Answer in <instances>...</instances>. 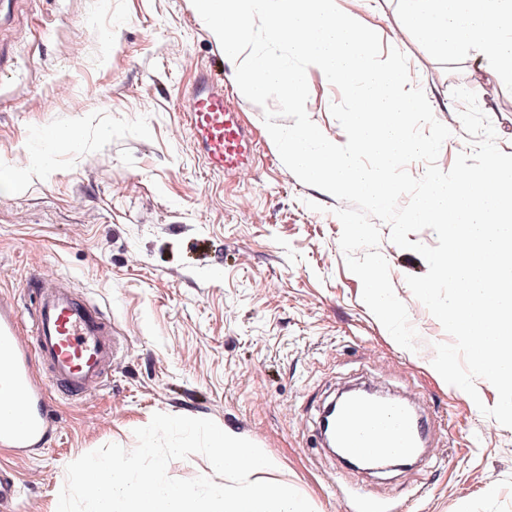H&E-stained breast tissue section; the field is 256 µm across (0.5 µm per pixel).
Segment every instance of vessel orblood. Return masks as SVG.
<instances>
[{
  "mask_svg": "<svg viewBox=\"0 0 512 512\" xmlns=\"http://www.w3.org/2000/svg\"><path fill=\"white\" fill-rule=\"evenodd\" d=\"M186 121L203 142L211 170L248 176L246 161L253 146L209 73H201L192 89ZM28 286L34 295L28 314L0 298V380L7 402L0 409V444L19 449L42 447L50 437L51 390L75 399L86 396L108 378L120 353L111 319L79 299L68 279L36 276ZM24 318L30 321L26 338L19 333ZM429 433L428 422H416L395 401L354 399L336 416L338 443L365 467L387 457L419 455L416 441Z\"/></svg>",
  "mask_w": 512,
  "mask_h": 512,
  "instance_id": "obj_1",
  "label": "vessel or blood"
}]
</instances>
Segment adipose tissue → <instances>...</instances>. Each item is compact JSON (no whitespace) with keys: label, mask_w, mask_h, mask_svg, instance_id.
<instances>
[{"label":"adipose tissue","mask_w":512,"mask_h":512,"mask_svg":"<svg viewBox=\"0 0 512 512\" xmlns=\"http://www.w3.org/2000/svg\"><path fill=\"white\" fill-rule=\"evenodd\" d=\"M407 25L448 56L469 51L512 77V0H401Z\"/></svg>","instance_id":"obj_1"}]
</instances>
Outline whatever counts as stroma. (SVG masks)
I'll list each match as a JSON object with an SVG mask.
<instances>
[{"instance_id":"1","label":"stroma","mask_w":512,"mask_h":512,"mask_svg":"<svg viewBox=\"0 0 512 512\" xmlns=\"http://www.w3.org/2000/svg\"><path fill=\"white\" fill-rule=\"evenodd\" d=\"M0 295L29 302L31 275L66 277L124 338L109 379L79 400L53 393L59 434L27 456L0 446L19 483L18 512H56L66 467L108 443L136 445L157 412L209 418L256 443L269 481L314 512H512V428L475 410L429 372L442 325L409 289L427 272L381 225L379 251L418 332L399 346L362 299L340 247L342 203L301 182L265 137L264 110L237 90L233 66L192 0H0ZM83 47L73 55L74 44ZM408 60L450 137L437 165L471 151L454 88L476 92L501 151L512 154V79L481 87L467 54L447 57L409 30L382 40ZM223 77L254 142L251 175L210 170L185 113L199 71ZM306 112L327 138L342 98L308 79ZM74 128L79 140L54 142ZM47 150L33 173L19 159ZM367 381L414 401L435 430L431 459L376 475L342 465L321 444L323 407ZM500 492L485 500L481 489Z\"/></svg>"}]
</instances>
